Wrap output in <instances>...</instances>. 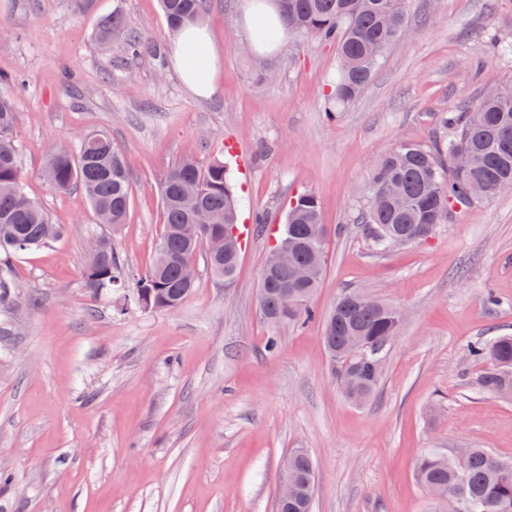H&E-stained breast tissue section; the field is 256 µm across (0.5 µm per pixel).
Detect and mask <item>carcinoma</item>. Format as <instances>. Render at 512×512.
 Wrapping results in <instances>:
<instances>
[{
	"mask_svg": "<svg viewBox=\"0 0 512 512\" xmlns=\"http://www.w3.org/2000/svg\"><path fill=\"white\" fill-rule=\"evenodd\" d=\"M287 21L286 34L311 35L337 47L338 65L325 102L334 114L355 102L371 81L386 49L411 30L404 0H277ZM166 29L176 33L202 20L206 0H161ZM117 32L127 48L140 51L136 32L114 17L104 29ZM16 96L0 91V303L11 298L5 275L11 258L41 248L59 237L62 227L49 222L46 213L26 193L17 164L13 137ZM449 132L448 140L433 145L402 143L385 154L371 173L363 193L361 223L379 247L407 236L405 241L427 240L436 228L448 223L457 207L467 208L479 199L497 195L499 182H512V90L494 91L475 102L464 103L439 116ZM471 151L467 167L458 164V154ZM44 173L53 186L67 191L80 186L98 223L117 231L126 223L131 200L127 162L104 132L84 135L78 150L52 153ZM164 214L163 232L150 269L136 282L135 301L150 308L179 307L195 285L183 283L180 261L203 250L195 239L204 235L196 228L210 229L238 223L239 202L232 178L221 160L205 167L191 159L173 166L160 187ZM321 224L316 196L302 193L291 201L284 223L273 232L275 250L288 243V265L269 272L267 292L259 298L260 313L270 325H305L316 319L310 298L325 274V239L314 234ZM103 248L88 261L83 286L98 295L117 286V258L112 240L101 237ZM240 258V242L221 256H206L212 277L229 285L234 282ZM316 266L314 281L295 285L292 267ZM361 293L340 294L323 321L322 341L336 366V384L355 405L370 400L381 375L371 363L384 356L400 327V309L376 300L364 304ZM476 363L489 361L492 368L478 377L479 389L512 398V336H496L469 348ZM297 475L295 498L284 512H312L315 464L305 448L288 453ZM416 476L430 500V512H512V458L499 457L486 448H460L448 454L429 451L417 465Z\"/></svg>",
	"mask_w": 512,
	"mask_h": 512,
	"instance_id": "cac0c4a2",
	"label": "carcinoma"
}]
</instances>
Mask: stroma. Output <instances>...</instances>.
Segmentation results:
<instances>
[{"label":"stroma","mask_w":512,"mask_h":512,"mask_svg":"<svg viewBox=\"0 0 512 512\" xmlns=\"http://www.w3.org/2000/svg\"><path fill=\"white\" fill-rule=\"evenodd\" d=\"M242 0H208L216 91L192 95L171 68L160 0H0V80L18 84L14 140L25 189L64 234L9 268L0 304V512H273L293 448L316 465L313 512H427L416 465L428 449L512 457V401L481 392L469 346L512 334V192L473 204L426 242L377 249L355 220L360 192L400 143H431L435 118L512 89V0H406L409 38L386 50L361 97L336 116L325 98L336 47L285 39L247 53ZM121 15L148 48L103 42ZM92 130L126 157L130 215L97 224L79 188L42 176L48 155ZM248 154L233 180L242 223H282L313 193L326 227L319 318L345 289L398 306L400 329L364 406L340 393L318 321L259 315L270 239L245 238L235 282L197 283L176 309L132 292L162 233L159 185L185 158ZM111 234L123 286L82 283L91 243ZM276 350H268L269 338Z\"/></svg>","instance_id":"stroma-1"}]
</instances>
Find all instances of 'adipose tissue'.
Instances as JSON below:
<instances>
[{"label": "adipose tissue", "instance_id": "ef3b65f1", "mask_svg": "<svg viewBox=\"0 0 512 512\" xmlns=\"http://www.w3.org/2000/svg\"><path fill=\"white\" fill-rule=\"evenodd\" d=\"M242 28L256 46L261 43L263 30L283 31L282 15L274 0H247ZM171 60L173 68L193 94L201 97L213 94L217 58L205 26H189L176 36Z\"/></svg>", "mask_w": 512, "mask_h": 512}]
</instances>
